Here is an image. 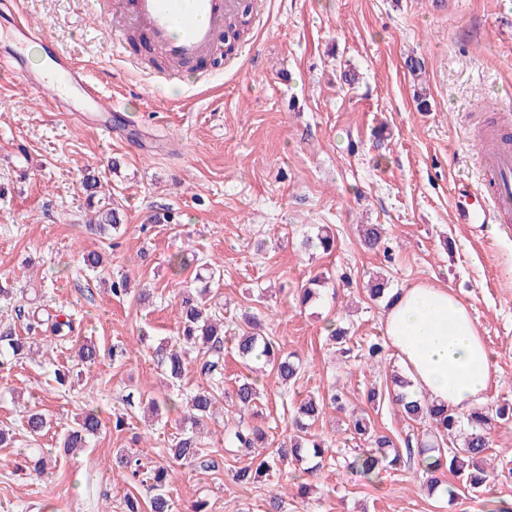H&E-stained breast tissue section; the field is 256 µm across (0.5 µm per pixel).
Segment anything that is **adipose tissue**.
Masks as SVG:
<instances>
[{"label":"adipose tissue","mask_w":512,"mask_h":512,"mask_svg":"<svg viewBox=\"0 0 512 512\" xmlns=\"http://www.w3.org/2000/svg\"><path fill=\"white\" fill-rule=\"evenodd\" d=\"M383 334L415 392L458 413L484 399L494 355L466 304L447 287L404 288L385 314Z\"/></svg>","instance_id":"ef3b65f1"}]
</instances>
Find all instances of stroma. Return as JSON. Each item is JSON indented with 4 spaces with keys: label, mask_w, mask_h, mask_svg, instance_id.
<instances>
[{
    "label": "stroma",
    "mask_w": 512,
    "mask_h": 512,
    "mask_svg": "<svg viewBox=\"0 0 512 512\" xmlns=\"http://www.w3.org/2000/svg\"><path fill=\"white\" fill-rule=\"evenodd\" d=\"M110 0H22L30 17L85 66L115 116L142 113L132 137L99 130L49 111L40 95L0 76V278L15 306L72 316L75 334L93 341L99 357L81 379L59 386L54 371L75 367V345L51 344L44 355L0 367V512H125V497L149 512L144 488L113 463L145 436L148 459L170 469L172 512H265L281 494L280 512H489L484 496L450 501L429 494L413 469L382 472L369 483L347 466L360 440L347 430V411L368 413L396 442L429 432L402 420L390 403L372 406L366 391L386 390L400 363L391 348L367 358L363 345L382 339L384 302L370 300L376 272L394 289L418 283L447 287L467 305L495 355V374L481 405H512V237L453 221L456 183L477 185L482 144L468 115L497 100L512 112V0H271L263 26L247 24L246 67L213 63L208 84L155 85L112 46ZM424 65L413 79L406 61ZM425 89L428 110L414 99ZM94 173L101 193L122 209L124 224L106 236L87 227L91 215L81 181ZM171 212L172 223L154 215ZM378 224L381 247L363 246L359 227ZM326 227L330 252L304 250L303 235ZM99 252L103 271L77 275L81 255ZM181 253L197 260L173 272ZM217 264L210 287L224 334L260 319L264 335L302 364L285 386L260 373L259 407L276 444L300 402L344 393L345 411L325 406L312 431L324 439L327 465L307 494L276 477L242 486L238 461L224 450L221 414L207 424L204 459L214 466L172 461L180 411L145 418L128 395L163 397L165 380L150 349L173 341L180 321L178 291L197 287L204 263ZM130 277V295H111V280ZM328 282L317 304L297 307L308 280ZM151 289L148 303L140 289ZM339 321L354 345L340 357L324 326ZM104 426L88 448L57 449L60 434L86 407ZM45 413L48 434L31 439L22 409ZM122 413L128 425L111 427ZM49 448L55 464L32 469L33 448Z\"/></svg>",
    "instance_id": "obj_1"
}]
</instances>
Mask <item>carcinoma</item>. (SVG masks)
I'll return each mask as SVG.
<instances>
[{"instance_id":"cac0c4a2","label":"carcinoma","mask_w":512,"mask_h":512,"mask_svg":"<svg viewBox=\"0 0 512 512\" xmlns=\"http://www.w3.org/2000/svg\"><path fill=\"white\" fill-rule=\"evenodd\" d=\"M89 229L100 236L117 231L123 226L122 211L108 203L94 212L88 219ZM382 240V229L377 224L363 225V242L370 249L379 247ZM304 249L320 246L328 251L333 246V238L327 231L318 229L316 236L308 235L303 239ZM326 283V277L319 274L310 280V286L301 289L298 295L299 304L306 306L320 297V287ZM211 308L209 287L186 292L181 295V323L175 343L159 344L153 348V357L157 365L168 372L173 380L181 379L185 371V353L194 350L200 355L199 372L206 379H214L222 375L224 369V322L209 312ZM40 321L27 323V336L16 335L11 328L0 331V366L11 360L27 358L34 353V347L44 342L37 336ZM235 348L238 356L244 360L264 361L271 367L277 379L283 383H294L301 378V364L292 354L285 355L277 341L270 336H262L256 332L245 331L235 337ZM99 351L96 345L88 340L78 345L76 357L83 365H93L97 361ZM392 390L388 391V401L401 414L403 420L427 422L434 428L435 440L428 445L419 437L409 436L404 441V451H399L393 438L378 431L368 415L363 413L350 414V430L352 434L367 442V447L360 449L352 460V469L363 474L367 479L374 480L388 467L401 464L413 466L417 473L425 479L430 492L441 486L445 487V495L452 501L463 491L494 490L503 471L484 467V460L492 447L490 417L481 408H473L467 414H458L447 406L436 404L426 398H416L409 392L411 381L404 375L395 372L391 378ZM218 392L213 386L200 387L186 397L175 400L170 396L163 399H149L148 406L154 411L177 405L185 409L186 420L191 427L199 426L205 419L223 411ZM239 419L227 433L224 441L226 450L247 457V461L237 467L233 473V481L239 485L257 482L262 476L270 474L280 465L299 464L305 459V449L310 448L316 463L301 470V477H314L326 466L323 457L325 440L309 433L310 426L321 416L324 404L313 398L300 404L291 423L292 435L283 441L276 450L268 455H261L256 449L264 447L267 433L254 421L258 416L255 412L260 400L256 384L248 377L232 391ZM24 425L32 436H40L49 427L44 414L28 410L24 417ZM102 428V419L97 409H85L75 422V426L66 431L62 447L72 452L87 447L89 439L95 437ZM202 453L200 442L194 432L188 431L174 439L170 448L172 459L177 462H192ZM117 467L124 469L132 478H141V483L148 485L151 493L150 512H170L171 503L168 495L169 470L158 466L150 471H141L142 464L137 456L119 453L116 456ZM455 476L461 483L456 487L445 480L446 474Z\"/></svg>"}]
</instances>
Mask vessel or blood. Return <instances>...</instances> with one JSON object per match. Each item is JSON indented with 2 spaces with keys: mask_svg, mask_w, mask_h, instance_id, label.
<instances>
[{
  "mask_svg": "<svg viewBox=\"0 0 512 512\" xmlns=\"http://www.w3.org/2000/svg\"><path fill=\"white\" fill-rule=\"evenodd\" d=\"M14 29L12 45H0V68L43 96L50 111L93 125L113 136V105L107 104L98 84L66 54L43 27L28 19L20 0H5ZM240 0H113L112 42L123 45L127 32H137L143 42L171 65L159 74L160 83L176 80L186 64L197 65L199 82L212 76L207 60L222 52V36L237 21ZM39 46L44 54L42 71H33L25 47ZM478 187L456 191L453 218L458 224L501 225L512 236V141L495 137L480 161Z\"/></svg>",
  "mask_w": 512,
  "mask_h": 512,
  "instance_id": "1",
  "label": "vessel or blood"
}]
</instances>
